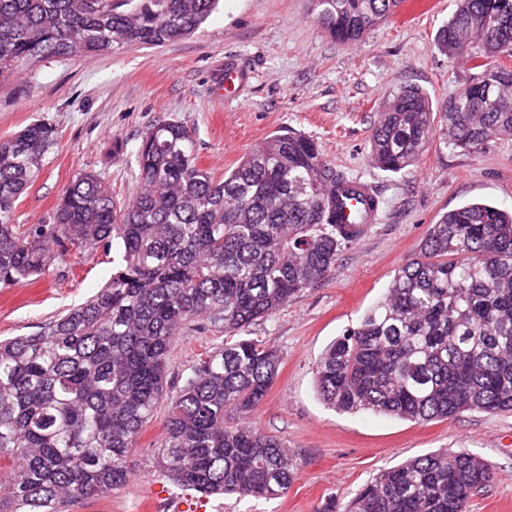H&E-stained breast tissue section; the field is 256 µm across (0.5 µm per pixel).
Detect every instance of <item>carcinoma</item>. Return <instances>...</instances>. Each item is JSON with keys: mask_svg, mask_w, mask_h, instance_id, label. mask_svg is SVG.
<instances>
[{"mask_svg": "<svg viewBox=\"0 0 512 512\" xmlns=\"http://www.w3.org/2000/svg\"><path fill=\"white\" fill-rule=\"evenodd\" d=\"M402 0H314L318 21L351 45ZM219 0H0V87L51 57L160 45L194 33ZM436 49L477 76L442 108L443 135L469 151L512 131V0H459ZM435 135L433 104L400 89L378 113L370 156L400 174ZM57 146L36 120L0 139V285L39 276L71 251L120 240L122 262L84 303L37 334L0 340V512H66L129 479L127 458L161 401L155 468L181 490L274 499L295 455L244 422L279 373L280 352L246 336L336 270L354 243L327 189L347 180L309 136H270L217 180L196 162L187 125L161 120L138 147L141 187L117 207L81 173L48 224L16 223V202ZM224 347L168 380L174 337L199 322ZM326 404L405 421L512 410V212L468 203L431 225L419 255L326 349L316 369ZM492 468L446 448L386 469L347 512H468Z\"/></svg>", "mask_w": 512, "mask_h": 512, "instance_id": "carcinoma-1", "label": "carcinoma"}]
</instances>
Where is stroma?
I'll list each match as a JSON object with an SVG mask.
<instances>
[{"label": "stroma", "instance_id": "35a3bbf8", "mask_svg": "<svg viewBox=\"0 0 512 512\" xmlns=\"http://www.w3.org/2000/svg\"><path fill=\"white\" fill-rule=\"evenodd\" d=\"M455 9L456 0H404L345 46L317 22L311 0H220L202 28L184 39L48 58L0 89V138L38 119L58 130L40 178L16 203L21 224L49 221L82 172L99 174L116 204L126 203L140 186L138 146L160 120L192 130L199 165L218 179L266 138L286 129L305 133L323 157L367 181L382 200L379 222L343 251L334 275L250 331L283 356L250 420L295 454L299 470L288 493L274 500L213 496L207 512H321L331 500L342 510L381 470L440 448L476 454L493 469L469 512H512V411L428 422L348 414L325 404L315 385L326 347L381 299L441 215L476 201L512 210V134L478 152L435 134L403 174L378 169L369 158L377 114L400 88L419 87L438 107L469 80L464 61L448 62L433 45ZM229 63L246 80L227 100L219 88ZM120 259L117 242L107 250L74 251L34 282L0 287V338L39 332L101 288ZM223 345V329L210 325L176 336L169 379L182 384L199 353ZM165 415L158 407L129 455L127 484L72 512H175L179 489L165 499L154 495L162 481L153 462Z\"/></svg>", "mask_w": 512, "mask_h": 512}]
</instances>
